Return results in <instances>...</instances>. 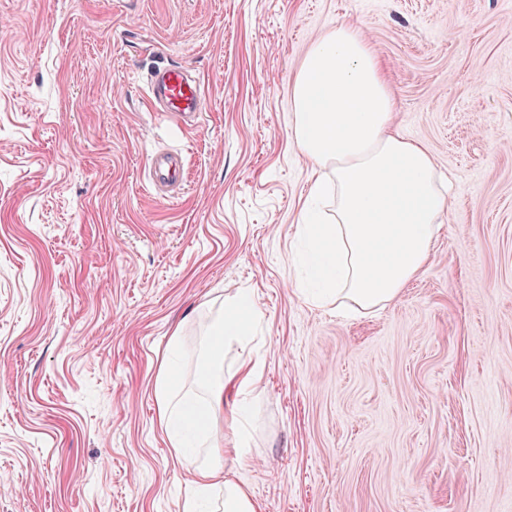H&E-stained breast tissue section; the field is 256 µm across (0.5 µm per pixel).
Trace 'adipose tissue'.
I'll use <instances>...</instances> for the list:
<instances>
[{
  "mask_svg": "<svg viewBox=\"0 0 512 512\" xmlns=\"http://www.w3.org/2000/svg\"><path fill=\"white\" fill-rule=\"evenodd\" d=\"M292 137L311 163L309 204L299 221L311 245L306 265L326 299L347 313L366 314L392 302L427 264L437 230L450 206L435 161L418 140L392 126L393 97L381 60L362 29L341 24L309 48L293 82ZM335 196L332 221L314 200ZM255 318L247 292L225 298L224 316L211 328L198 378L202 401L174 403L161 390L162 423L210 430L224 394H252L259 365L248 340ZM238 363L227 367V351ZM225 447L195 472L187 508L211 490L224 492V512H260L248 489L227 478L224 467L244 452L240 410L226 417Z\"/></svg>",
  "mask_w": 512,
  "mask_h": 512,
  "instance_id": "obj_1",
  "label": "adipose tissue"
}]
</instances>
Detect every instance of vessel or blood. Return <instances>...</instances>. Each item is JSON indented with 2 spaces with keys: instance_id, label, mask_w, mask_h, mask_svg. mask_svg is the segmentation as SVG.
Wrapping results in <instances>:
<instances>
[{
  "instance_id": "obj_1",
  "label": "vessel or blood",
  "mask_w": 512,
  "mask_h": 512,
  "mask_svg": "<svg viewBox=\"0 0 512 512\" xmlns=\"http://www.w3.org/2000/svg\"><path fill=\"white\" fill-rule=\"evenodd\" d=\"M147 96L156 111L187 123L200 119L205 110L203 83L180 64H170L151 73ZM149 171L152 195L165 201L174 198L186 181L185 160L176 152L152 153Z\"/></svg>"
}]
</instances>
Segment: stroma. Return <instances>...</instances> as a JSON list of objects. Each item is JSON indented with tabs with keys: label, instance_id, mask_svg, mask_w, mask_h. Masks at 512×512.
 Segmentation results:
<instances>
[{
	"label": "stroma",
	"instance_id": "stroma-1",
	"mask_svg": "<svg viewBox=\"0 0 512 512\" xmlns=\"http://www.w3.org/2000/svg\"><path fill=\"white\" fill-rule=\"evenodd\" d=\"M342 22L451 185L425 269L351 318L304 294L291 138L294 74ZM174 63L207 90L191 129L148 105ZM167 148L188 187L160 201ZM241 288L262 378L226 395L227 472L263 512H512V0H0V512H183L225 415L176 460L157 379L202 399ZM150 190L155 198L165 201L183 189L187 169L183 156L177 152H153L149 160Z\"/></svg>",
	"mask_w": 512,
	"mask_h": 512
}]
</instances>
